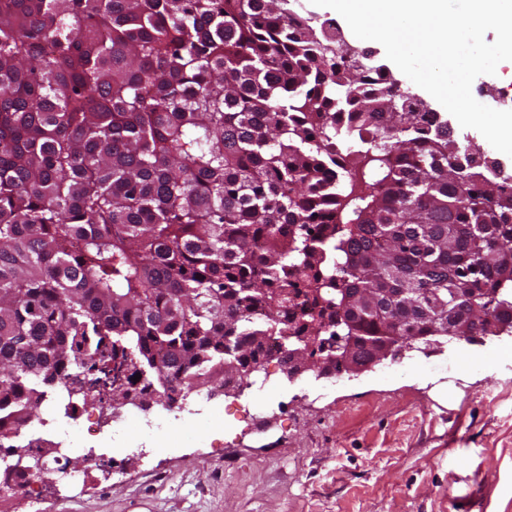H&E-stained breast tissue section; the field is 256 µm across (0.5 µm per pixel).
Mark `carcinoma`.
Masks as SVG:
<instances>
[{"label": "carcinoma", "mask_w": 512, "mask_h": 512, "mask_svg": "<svg viewBox=\"0 0 512 512\" xmlns=\"http://www.w3.org/2000/svg\"><path fill=\"white\" fill-rule=\"evenodd\" d=\"M291 17L0 0V450L68 375L169 406L229 365L247 386L290 307L333 368L335 336L512 331V175Z\"/></svg>", "instance_id": "cac0c4a2"}]
</instances>
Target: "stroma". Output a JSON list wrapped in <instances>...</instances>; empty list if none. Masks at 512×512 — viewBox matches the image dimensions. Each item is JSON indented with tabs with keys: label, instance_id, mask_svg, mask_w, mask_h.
<instances>
[{
	"label": "stroma",
	"instance_id": "obj_1",
	"mask_svg": "<svg viewBox=\"0 0 512 512\" xmlns=\"http://www.w3.org/2000/svg\"><path fill=\"white\" fill-rule=\"evenodd\" d=\"M512 61L478 76L474 98L512 110ZM512 351V334L442 341L315 391L281 381L254 415L224 395L218 429L182 423L168 447L127 423L83 483L47 486L41 512H512V358L492 372L464 358Z\"/></svg>",
	"mask_w": 512,
	"mask_h": 512
}]
</instances>
